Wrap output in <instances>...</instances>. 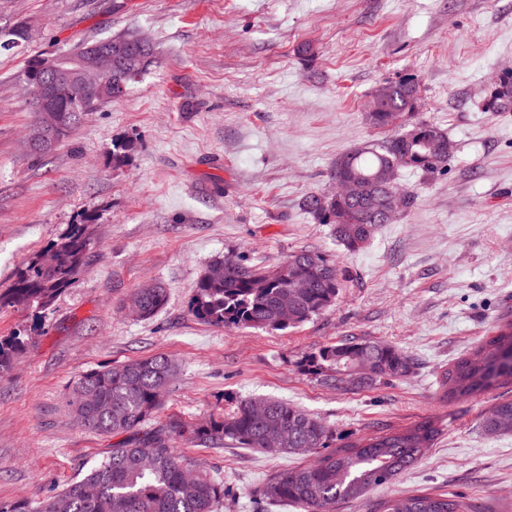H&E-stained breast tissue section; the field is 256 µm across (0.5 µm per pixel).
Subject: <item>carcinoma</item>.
Masks as SVG:
<instances>
[{
	"label": "carcinoma",
	"instance_id": "carcinoma-1",
	"mask_svg": "<svg viewBox=\"0 0 512 512\" xmlns=\"http://www.w3.org/2000/svg\"><path fill=\"white\" fill-rule=\"evenodd\" d=\"M29 38L28 26L14 25L0 31V51H10ZM113 50L133 56L128 63H112L98 90L77 89L58 104L69 136L81 119L103 103L122 97L128 87L153 62V46L137 32L96 40L77 49L54 54L55 68L74 69L84 54L106 42ZM44 57L28 59L21 74L48 79L53 70L43 69ZM388 98L373 112L368 123L394 134L360 148L334 164L332 179L358 178L378 181L398 157L402 169L434 175L448 169L450 157L436 146L440 127L415 118L419 84L413 77L391 82ZM512 104V73L503 76L485 104L498 112ZM306 207L320 224L335 225V235L349 251L369 243L383 224L370 218L363 205L342 197L312 193ZM93 221L70 224L49 249L53 262L41 263L42 253L32 255L15 273L11 284L0 289V310L24 308L45 311L76 282L86 266L92 245ZM221 268L199 280L190 302L192 315L217 327L259 328L285 331L303 324L336 303L343 279L336 260L323 253L298 251L270 268L252 263L241 253L230 252L213 263ZM304 284L295 288L289 275ZM168 301L167 288L145 284L131 297L143 320L152 318ZM294 308L295 320L283 322L284 306ZM29 337L21 332L0 337V375L7 373L26 348ZM304 369L323 383L336 387V375L344 374L349 389L388 384L408 376L411 359L393 345L346 339L307 354ZM179 365L165 356H150L116 365H104L83 374L75 383L69 405L78 423L104 435L119 436L107 458L81 479L42 500H18L1 505L0 512H219L224 483L215 477L194 476L174 450L179 439L199 446L231 444L267 453L292 456L300 449H323L313 464L285 468L271 474L258 490V501L290 505L298 512H334L340 502L365 498L370 490L404 474L432 441L434 429L421 424L369 439H357L330 447L333 433L313 414L278 399L228 396L231 410L211 415L203 422L173 418L155 424ZM512 384V319L500 320L492 334L474 353L448 364L437 381L443 401L472 399L499 384ZM481 428L489 436L512 432V398L502 399L482 417ZM382 512H497L472 503L462 494H412L383 502Z\"/></svg>",
	"mask_w": 512,
	"mask_h": 512
}]
</instances>
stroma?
Segmentation results:
<instances>
[{
  "label": "stroma",
  "instance_id": "stroma-1",
  "mask_svg": "<svg viewBox=\"0 0 512 512\" xmlns=\"http://www.w3.org/2000/svg\"><path fill=\"white\" fill-rule=\"evenodd\" d=\"M27 22L0 54V288L66 229L95 219L89 263L47 312L0 310V336L29 337L0 375V503L36 501L102 461L112 437L78 425L68 394L105 364L163 355L181 370L158 422L227 411L225 396L275 398L314 414L337 444L421 423L433 443L396 480L336 512H373L418 492L512 504V433L483 415L512 387L446 402L436 376L472 353L512 306V109L481 105L512 69V0H0V30ZM128 30L156 47L120 99L85 116L34 158L27 60ZM420 87L418 119L444 129V173L400 170L412 206L357 252L303 205L332 192L340 155L381 134L366 121L376 87ZM133 142L113 166L115 144ZM307 250L344 273L333 306L284 332L221 328L189 310L200 278L236 251L272 267ZM170 293L155 317L127 304L144 283ZM410 357L405 378L336 391L300 366L343 339ZM189 467L224 483L220 512H258L256 493L282 457L177 442Z\"/></svg>",
  "mask_w": 512,
  "mask_h": 512
}]
</instances>
